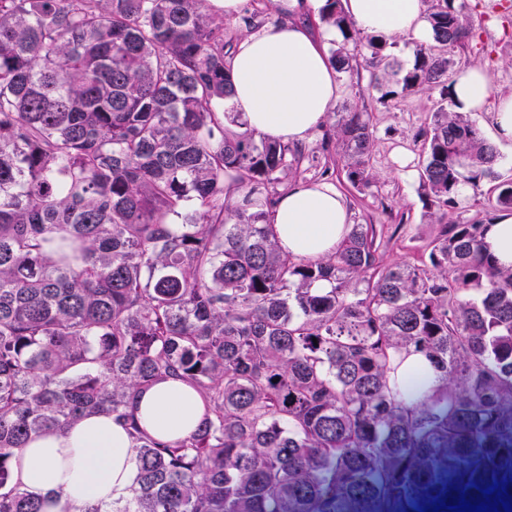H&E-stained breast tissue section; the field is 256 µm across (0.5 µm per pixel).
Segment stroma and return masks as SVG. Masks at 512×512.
<instances>
[{"mask_svg": "<svg viewBox=\"0 0 512 512\" xmlns=\"http://www.w3.org/2000/svg\"><path fill=\"white\" fill-rule=\"evenodd\" d=\"M451 5L472 36L464 45L446 50L449 73L479 64L492 79L493 94L512 93V0H452ZM279 19L273 0H246L239 16L224 23L226 51H233L244 35ZM338 80L341 93L333 106L336 115L358 111L371 118V184L357 188L348 181L344 158L334 147L325 146V133L320 130L305 143L304 161L277 186V193L298 181L334 184L346 197L353 222L375 225L378 254L385 265L421 264L444 225L487 223L498 216L492 200L498 180L512 179V149L499 148L494 177L457 194L447 213L435 212L425 205L419 172L423 165L421 134L432 126L439 91L420 89L384 100L370 89V71L365 67L339 74Z\"/></svg>", "mask_w": 512, "mask_h": 512, "instance_id": "1", "label": "stroma"}]
</instances>
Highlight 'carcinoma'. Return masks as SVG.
Returning a JSON list of instances; mask_svg holds the SVG:
<instances>
[{"instance_id":"1","label":"carcinoma","mask_w":512,"mask_h":512,"mask_svg":"<svg viewBox=\"0 0 512 512\" xmlns=\"http://www.w3.org/2000/svg\"><path fill=\"white\" fill-rule=\"evenodd\" d=\"M448 2L396 83L371 74L381 98L447 99L435 49L470 37ZM202 3L0 0V512H44L13 460L90 415L129 425L136 481L123 501L59 512H419L512 492V268L483 249L487 225H446L417 266L381 264L372 224L326 257L282 253L275 187L303 153L214 110L232 85L224 20ZM320 17L361 44L341 0ZM333 135L347 179L369 184V114ZM423 146L437 212L494 176L464 112L440 105ZM496 191L512 209V180ZM413 352L441 373L418 396L391 378ZM168 378L207 407L175 441L131 413Z\"/></svg>"}]
</instances>
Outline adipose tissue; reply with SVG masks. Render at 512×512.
<instances>
[{
	"mask_svg": "<svg viewBox=\"0 0 512 512\" xmlns=\"http://www.w3.org/2000/svg\"><path fill=\"white\" fill-rule=\"evenodd\" d=\"M284 20L244 36L229 60L232 101L248 127L288 144L310 140L323 127L340 85L323 42L302 22V15L324 0H278ZM347 18L362 32L406 36L431 42L433 32L423 0H341ZM450 97L460 112L481 116L495 98V136L512 144V94L493 95L487 71L472 65L455 74ZM282 252L319 258L332 254L350 233L352 217L343 195L327 183L293 184L277 200L271 215ZM150 435L173 440L189 435L204 417L205 406L191 386L166 379L141 392L133 406ZM21 487L48 501L56 512V494L72 504H109L125 499L137 469L125 427L109 416H91L63 432L33 437L13 462Z\"/></svg>",
	"mask_w": 512,
	"mask_h": 512,
	"instance_id": "obj_1",
	"label": "adipose tissue"
}]
</instances>
